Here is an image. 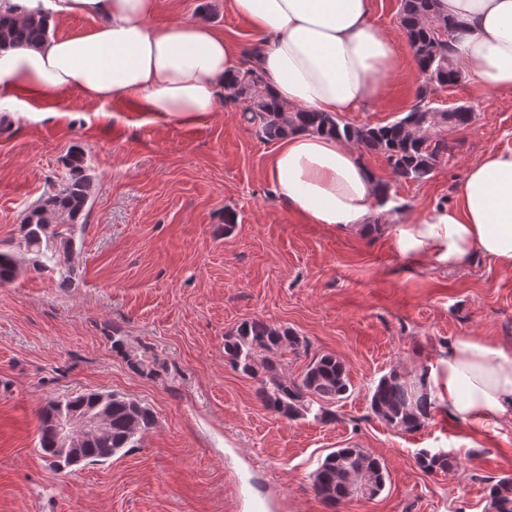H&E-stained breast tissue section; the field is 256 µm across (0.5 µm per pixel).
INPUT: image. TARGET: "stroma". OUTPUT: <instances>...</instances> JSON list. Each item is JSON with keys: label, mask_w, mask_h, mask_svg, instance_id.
I'll list each match as a JSON object with an SVG mask.
<instances>
[{"label": "stroma", "mask_w": 512, "mask_h": 512, "mask_svg": "<svg viewBox=\"0 0 512 512\" xmlns=\"http://www.w3.org/2000/svg\"><path fill=\"white\" fill-rule=\"evenodd\" d=\"M399 7L372 0L404 67L384 104L351 122H387L415 102L419 72ZM198 17L244 51L260 43L231 0H160L155 20ZM12 96L0 108V248L20 239L29 207L62 189L73 147L95 189L72 286L25 262L0 286V512H329L311 476L344 446L379 457L389 479L377 498H353L339 512H487L490 487L512 476V425L475 431L438 409L420 430L400 431L371 413L368 393L390 370L427 366L459 334L512 344V270L481 256L456 270L417 265L381 231L396 214L452 204L470 162L512 148V92L480 91L468 75L439 88L441 107L471 106L475 119L448 130L451 153L423 180H394L382 156L363 154L397 206L374 211L380 229L368 234L308 223L280 203L266 177L275 145L234 102L219 99L188 124L120 95ZM251 319L308 340L276 356L288 378L325 352L345 364L351 389L332 420L288 421L263 407L258 379L224 356L225 334ZM115 327L157 355L158 374L113 352ZM91 392L134 399L155 423L138 448L57 468L37 446L38 414L48 400ZM421 449L461 466L424 473Z\"/></svg>", "instance_id": "35a3bbf8"}]
</instances>
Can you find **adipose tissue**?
<instances>
[{"label":"adipose tissue","instance_id":"obj_1","mask_svg":"<svg viewBox=\"0 0 512 512\" xmlns=\"http://www.w3.org/2000/svg\"><path fill=\"white\" fill-rule=\"evenodd\" d=\"M266 42L256 60L265 88L289 109L344 115L381 106L400 67L395 38L372 19L371 0H232ZM159 0H0L46 21L89 17L93 26L37 47L0 51V91L120 95L157 119L200 121L217 109L239 69L230 39L203 20L157 24ZM462 21L453 43L460 70L489 92L512 91V0H437ZM268 178L277 199L312 224L365 230L377 182L354 145L299 133L282 138ZM394 251L412 262L454 269L475 256L512 270V148L467 169L456 202L391 226ZM430 397L450 416L485 430L512 421V346L462 334L430 362Z\"/></svg>","mask_w":512,"mask_h":512}]
</instances>
